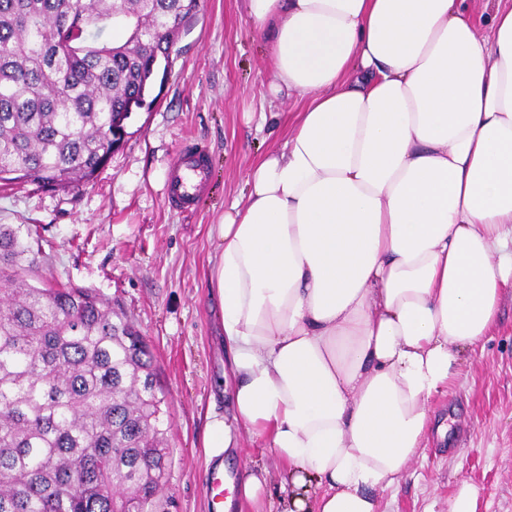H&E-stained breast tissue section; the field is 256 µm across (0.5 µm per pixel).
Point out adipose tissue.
<instances>
[{"mask_svg":"<svg viewBox=\"0 0 512 512\" xmlns=\"http://www.w3.org/2000/svg\"><path fill=\"white\" fill-rule=\"evenodd\" d=\"M271 92L305 99L220 224L232 420L288 466V512H377L429 403L512 287V0H247Z\"/></svg>","mask_w":512,"mask_h":512,"instance_id":"adipose-tissue-1","label":"adipose tissue"}]
</instances>
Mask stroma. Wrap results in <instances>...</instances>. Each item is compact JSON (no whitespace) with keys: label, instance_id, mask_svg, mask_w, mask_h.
I'll return each mask as SVG.
<instances>
[{"label":"stroma","instance_id":"35a3bbf8","mask_svg":"<svg viewBox=\"0 0 512 512\" xmlns=\"http://www.w3.org/2000/svg\"><path fill=\"white\" fill-rule=\"evenodd\" d=\"M269 44L246 20V0H200L169 58L151 105L133 112L122 148L79 189L34 183L0 190V224L33 225L41 252L35 281L89 287L112 301L149 344L167 394L171 468L161 512H212L215 467L204 446L213 414L229 411L224 347L209 288L211 236L224 210L247 191L252 166L286 137L301 100L265 95ZM205 150L209 179L189 208L171 204L170 170L185 143ZM449 442L431 439L378 512H446L461 483L479 490L477 512H512V289L492 336L457 369L447 400L434 405ZM227 474L257 470L260 502L236 497L232 512H283L287 468L265 438L232 426Z\"/></svg>","mask_w":512,"mask_h":512}]
</instances>
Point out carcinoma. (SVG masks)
Instances as JSON below:
<instances>
[{
	"label": "carcinoma",
	"instance_id": "carcinoma-1",
	"mask_svg": "<svg viewBox=\"0 0 512 512\" xmlns=\"http://www.w3.org/2000/svg\"><path fill=\"white\" fill-rule=\"evenodd\" d=\"M197 8L0 0V187L93 180ZM104 18L124 42L97 40ZM62 28L77 34L65 50ZM37 245L0 224V512H157L169 448L148 347L94 289L30 283Z\"/></svg>",
	"mask_w": 512,
	"mask_h": 512
}]
</instances>
